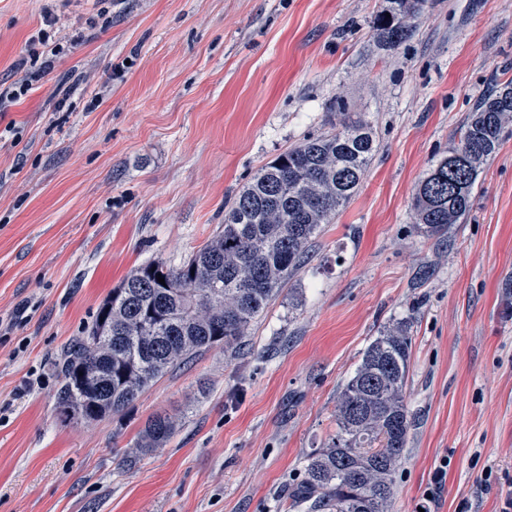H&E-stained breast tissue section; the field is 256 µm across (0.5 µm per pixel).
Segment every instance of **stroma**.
<instances>
[{
	"label": "stroma",
	"mask_w": 512,
	"mask_h": 512,
	"mask_svg": "<svg viewBox=\"0 0 512 512\" xmlns=\"http://www.w3.org/2000/svg\"><path fill=\"white\" fill-rule=\"evenodd\" d=\"M385 0H0V89L46 12L75 40L0 112V512H309L306 459L385 326L410 323L414 426L390 512H512V127L443 237L420 179L512 80V0H426L384 47ZM377 151L308 263L234 355L213 348L123 413L60 422L55 359L133 268L179 265L257 171L342 115ZM179 424L122 463L147 418ZM448 472L435 486L440 465Z\"/></svg>",
	"instance_id": "35a3bbf8"
}]
</instances>
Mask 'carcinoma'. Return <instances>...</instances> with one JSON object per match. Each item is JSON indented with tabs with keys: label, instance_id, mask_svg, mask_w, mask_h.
Here are the masks:
<instances>
[{
	"label": "carcinoma",
	"instance_id": "carcinoma-1",
	"mask_svg": "<svg viewBox=\"0 0 512 512\" xmlns=\"http://www.w3.org/2000/svg\"><path fill=\"white\" fill-rule=\"evenodd\" d=\"M424 5L387 0L374 19L378 40L389 48L403 43ZM510 124L512 81L477 103L457 143L419 181L413 209L420 234L440 237L470 212L479 173ZM375 152L370 124L349 118L261 167L224 208V229L181 264L151 262L130 271L58 359L55 404L63 422H73L77 408L92 421L120 414L199 354L242 344L309 259L321 225L355 194ZM411 343L405 321L370 342L339 394L336 435L307 458L295 503L310 512H388L411 429ZM174 431L171 417L156 414L144 423L137 448H160Z\"/></svg>",
	"mask_w": 512,
	"mask_h": 512
}]
</instances>
